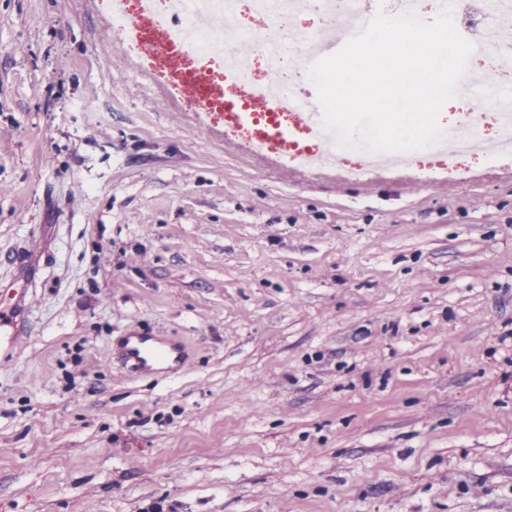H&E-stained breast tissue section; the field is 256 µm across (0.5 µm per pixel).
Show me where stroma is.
Instances as JSON below:
<instances>
[{"label":"stroma","instance_id":"obj_1","mask_svg":"<svg viewBox=\"0 0 512 512\" xmlns=\"http://www.w3.org/2000/svg\"><path fill=\"white\" fill-rule=\"evenodd\" d=\"M102 19L0 0V258L40 240L0 512H512V161L268 168ZM136 337V338H135ZM129 336L120 346V354L124 360L130 364L135 371L146 372L151 370L150 360H159L164 357L172 359V353L176 352L175 348H165L164 353L161 351L150 352L147 350L145 340L138 336Z\"/></svg>","mask_w":512,"mask_h":512}]
</instances>
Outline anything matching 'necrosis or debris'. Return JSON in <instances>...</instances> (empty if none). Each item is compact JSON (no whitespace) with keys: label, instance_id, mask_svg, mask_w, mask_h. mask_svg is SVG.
<instances>
[{"label":"necrosis or debris","instance_id":"necrosis-or-debris-1","mask_svg":"<svg viewBox=\"0 0 512 512\" xmlns=\"http://www.w3.org/2000/svg\"><path fill=\"white\" fill-rule=\"evenodd\" d=\"M109 25L103 36L118 46L138 51V39L130 27L132 16L149 12L159 20L180 16L182 22L170 30V38L185 42L189 61L196 69L206 70L210 80L221 86L224 92H239L241 86H249L258 96L267 101L279 99L281 86L270 73H258L255 63H248L236 57L231 42L248 37L249 32L240 24V9L249 11L260 18L293 15L295 0H101ZM318 11L326 19L315 38L309 42L286 37L279 28L268 27L260 33L267 50L276 61L278 69L294 66L302 49L316 50L330 39L329 29L337 20L356 21L359 17L358 0H318ZM486 0H458L452 14L454 25L464 38L484 50L486 61L496 68L512 66V54H506V47H512V27L503 23H490L486 19ZM493 118L496 125H503L504 114L493 94H486L477 111L462 113L455 127L458 137L448 144H434L424 150L397 153L391 156L363 151L358 163L345 160L346 151L332 144L331 131L324 127H294L292 107H285L280 119L288 123V134L292 144L288 150L289 164L299 167L314 166L320 158H327L344 175L346 180L357 181L366 172L376 170L393 161L410 166L422 178L455 176L460 163L473 155L474 150L468 134L480 131L486 118Z\"/></svg>","mask_w":512,"mask_h":512}]
</instances>
